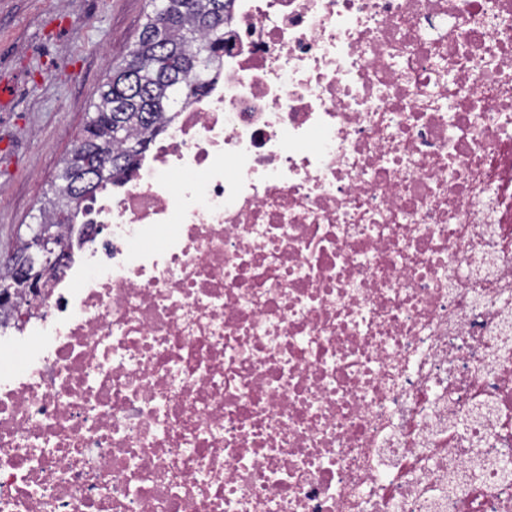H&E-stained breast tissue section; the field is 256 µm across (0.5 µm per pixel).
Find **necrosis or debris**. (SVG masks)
I'll use <instances>...</instances> for the list:
<instances>
[{
	"instance_id": "obj_1",
	"label": "necrosis or debris",
	"mask_w": 512,
	"mask_h": 512,
	"mask_svg": "<svg viewBox=\"0 0 512 512\" xmlns=\"http://www.w3.org/2000/svg\"><path fill=\"white\" fill-rule=\"evenodd\" d=\"M204 78L0 326V512H512V0H232Z\"/></svg>"
}]
</instances>
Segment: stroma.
I'll use <instances>...</instances> for the list:
<instances>
[{
  "instance_id": "stroma-1",
  "label": "stroma",
  "mask_w": 512,
  "mask_h": 512,
  "mask_svg": "<svg viewBox=\"0 0 512 512\" xmlns=\"http://www.w3.org/2000/svg\"><path fill=\"white\" fill-rule=\"evenodd\" d=\"M149 0H0V258L34 223Z\"/></svg>"
}]
</instances>
